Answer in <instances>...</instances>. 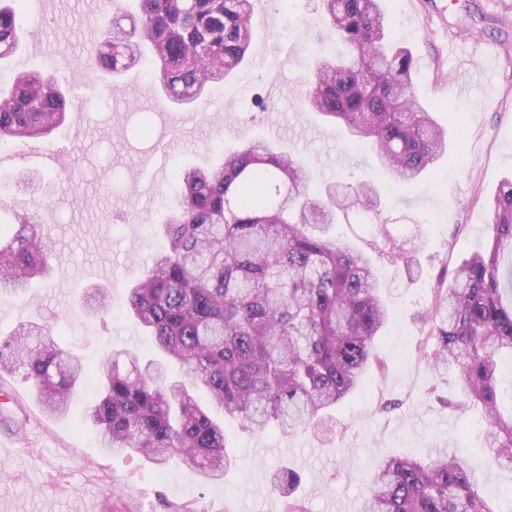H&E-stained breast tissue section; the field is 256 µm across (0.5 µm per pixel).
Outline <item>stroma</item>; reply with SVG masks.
<instances>
[{
  "instance_id": "obj_1",
  "label": "stroma",
  "mask_w": 512,
  "mask_h": 512,
  "mask_svg": "<svg viewBox=\"0 0 512 512\" xmlns=\"http://www.w3.org/2000/svg\"><path fill=\"white\" fill-rule=\"evenodd\" d=\"M397 40L417 62L418 99L448 129L443 160L411 185L384 179V211L401 235L420 224L425 236L418 274L377 258L379 279L393 302L389 331L378 344L385 362L365 390L338 405L332 433L309 428L291 436L251 433L225 420L236 466L222 480L202 482L172 461L154 466L137 453L108 454L86 415L98 393L84 385L68 413L46 414L23 372L0 374V439L14 452L0 461V512H288V500L268 476L288 466L306 512H358L366 478L390 457L421 458L436 448L457 450L485 473L483 494L497 512H512V471L489 470L478 415L453 403V376L432 378L417 352L421 314L443 269L484 251L491 234L485 201L512 178V0H387ZM250 60L224 85L211 88L198 112L163 99L144 68L133 66L116 91L102 90L89 68L100 21L111 0H27L22 44L0 60V80L16 62L51 75L73 91L74 111L49 138L0 149V182L26 172L44 180L56 205L46 229L57 259L52 278L27 298L0 292V336L20 322L45 318L58 346L96 363L103 346L142 360L157 353L125 312L126 289L140 279L162 245L161 222L181 168L213 162L218 148L246 138L281 141L312 169L317 185L362 181L372 153L346 143L341 130L299 98L308 87L311 53L336 50L316 0H253ZM481 75L486 94L463 90ZM457 113L460 123L448 122ZM77 193H67L68 183ZM112 290V311L85 312L91 288ZM395 408L386 412L384 402Z\"/></svg>"
}]
</instances>
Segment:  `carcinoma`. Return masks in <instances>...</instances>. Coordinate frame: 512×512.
<instances>
[{"label":"carcinoma","instance_id":"1","mask_svg":"<svg viewBox=\"0 0 512 512\" xmlns=\"http://www.w3.org/2000/svg\"><path fill=\"white\" fill-rule=\"evenodd\" d=\"M135 2L136 13L101 24L92 69L107 90L144 60L162 94L183 106L246 63L251 0ZM320 5L347 53L313 58L301 110L343 123L350 143L369 145L395 182L418 179L443 159L448 134L416 99L411 51L393 40L382 0ZM23 11L24 0H0V59L18 47ZM67 105L52 78L17 72L0 87V142L50 135L65 122ZM175 182L155 230L163 249L126 299L165 360L142 367L127 351H106L89 367L57 346L47 322L28 320L0 341V372L23 370L51 415L66 413L74 390L95 380L99 399L88 416L102 448L140 452L161 467L176 458L211 482L236 456L197 391L244 429L272 426L288 435L322 421L382 365L374 345L386 333L389 304L371 254L336 237L335 224L371 226L370 249L409 275L423 230L417 224L409 237L393 234L372 179L309 194L308 166L273 139L221 151L206 169L178 170ZM487 207L490 242L431 288L418 353L433 374L455 370V407H481L492 465L512 470V413L500 407L499 381L500 354L512 353V181ZM17 220L11 238L0 240V290L20 294L50 277L55 254L40 209ZM86 305L108 312L112 298L98 288ZM170 364L179 376L168 375ZM270 482L291 497L300 477L282 468ZM482 482L446 448L425 460L386 459L359 512H496Z\"/></svg>","mask_w":512,"mask_h":512}]
</instances>
